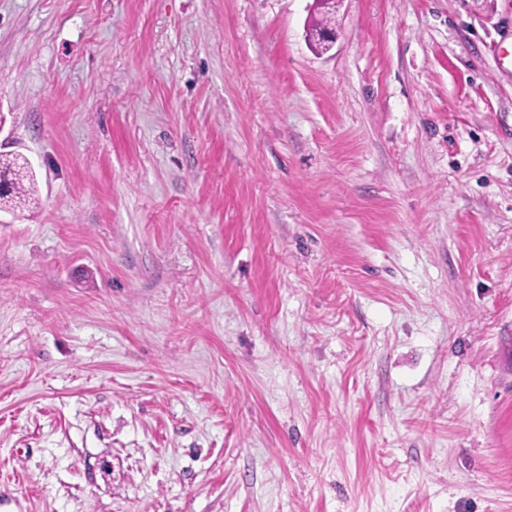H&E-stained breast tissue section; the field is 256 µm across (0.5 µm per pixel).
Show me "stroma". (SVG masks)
<instances>
[{"mask_svg":"<svg viewBox=\"0 0 512 512\" xmlns=\"http://www.w3.org/2000/svg\"><path fill=\"white\" fill-rule=\"evenodd\" d=\"M0 0V512H512V0ZM35 192L34 175L28 159L21 154L0 159V210H22Z\"/></svg>","mask_w":512,"mask_h":512,"instance_id":"obj_1","label":"stroma"}]
</instances>
